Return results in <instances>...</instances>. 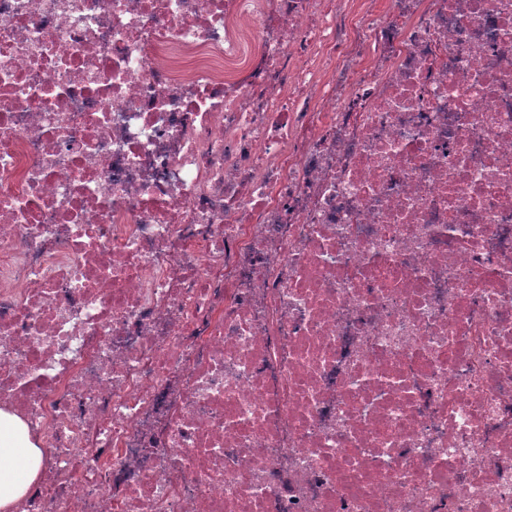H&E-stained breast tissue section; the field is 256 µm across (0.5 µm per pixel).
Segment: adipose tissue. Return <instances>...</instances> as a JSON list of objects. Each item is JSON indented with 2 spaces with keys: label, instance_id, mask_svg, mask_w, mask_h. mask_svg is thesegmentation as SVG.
<instances>
[{
  "label": "adipose tissue",
  "instance_id": "1",
  "mask_svg": "<svg viewBox=\"0 0 512 512\" xmlns=\"http://www.w3.org/2000/svg\"><path fill=\"white\" fill-rule=\"evenodd\" d=\"M40 451L16 417L0 412V512H12L37 476Z\"/></svg>",
  "mask_w": 512,
  "mask_h": 512
}]
</instances>
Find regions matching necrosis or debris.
I'll return each instance as SVG.
<instances>
[{
	"label": "necrosis or debris",
	"instance_id": "necrosis-or-debris-1",
	"mask_svg": "<svg viewBox=\"0 0 512 512\" xmlns=\"http://www.w3.org/2000/svg\"><path fill=\"white\" fill-rule=\"evenodd\" d=\"M15 512H512V0H0ZM40 451L16 417L0 412V510L10 512L37 476ZM0 511V512H1Z\"/></svg>",
	"mask_w": 512,
	"mask_h": 512
}]
</instances>
